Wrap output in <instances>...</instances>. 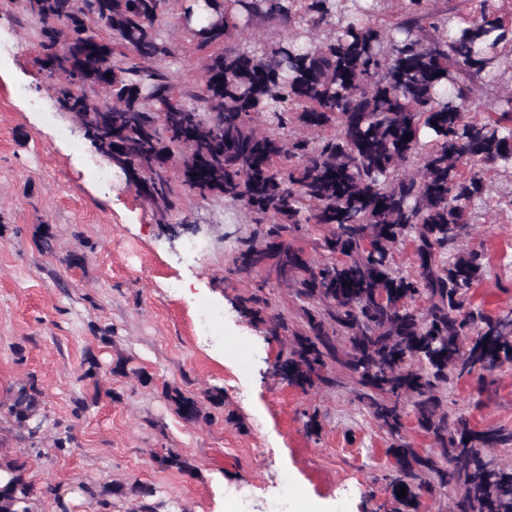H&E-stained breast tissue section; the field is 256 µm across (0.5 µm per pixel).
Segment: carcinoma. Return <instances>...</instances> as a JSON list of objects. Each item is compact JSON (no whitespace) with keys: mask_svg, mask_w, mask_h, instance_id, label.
I'll return each mask as SVG.
<instances>
[{"mask_svg":"<svg viewBox=\"0 0 512 512\" xmlns=\"http://www.w3.org/2000/svg\"><path fill=\"white\" fill-rule=\"evenodd\" d=\"M19 0L40 25L41 62L60 107L96 150L129 166L140 196L166 224L182 190L246 210L232 271L276 274L293 289L301 327L272 312L263 289L239 298L241 313L283 339L274 373L303 391L340 376L390 439L391 512H419L420 489L458 485L453 512H512V428L477 429L444 409L451 379L479 389L512 366V308L472 305L483 249L460 247L484 201L487 176L512 169V94L488 115L466 119L478 85L505 72L512 24L498 0H477L455 21L434 0H402L396 21L373 22L351 0ZM203 54V83L180 87L181 46L169 19ZM254 22L284 35L243 44ZM411 138L406 140L404 135ZM320 228L313 262L292 241ZM414 244L413 270L394 251ZM425 305L417 307L418 300ZM35 381L9 413L40 431ZM167 396L187 421L198 401ZM413 413L438 449L424 454L405 435ZM161 465L192 471L168 448ZM0 486V512H30L26 462ZM406 488V495L397 491Z\"/></svg>","mask_w":512,"mask_h":512,"instance_id":"cac0c4a2","label":"carcinoma"}]
</instances>
